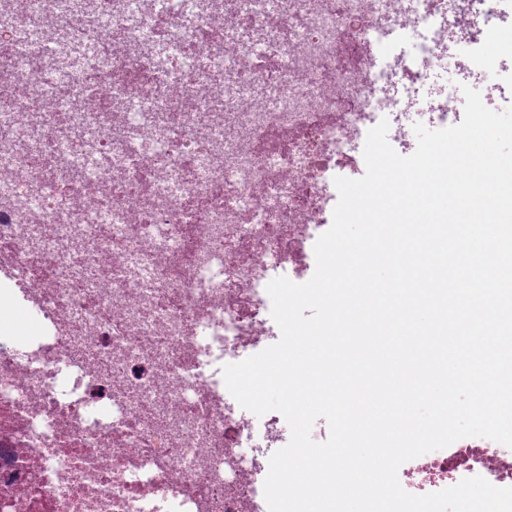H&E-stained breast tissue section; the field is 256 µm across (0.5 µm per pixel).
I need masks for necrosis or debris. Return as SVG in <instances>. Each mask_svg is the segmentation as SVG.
<instances>
[{
    "instance_id": "obj_1",
    "label": "necrosis or debris",
    "mask_w": 512,
    "mask_h": 512,
    "mask_svg": "<svg viewBox=\"0 0 512 512\" xmlns=\"http://www.w3.org/2000/svg\"><path fill=\"white\" fill-rule=\"evenodd\" d=\"M504 25L512 0H0V273L49 329L0 333V512H260L222 369L272 334L270 268L304 278L369 129L415 151L397 85L448 63L441 129L473 75L512 95V42L475 61ZM491 445L405 482L512 487Z\"/></svg>"
}]
</instances>
